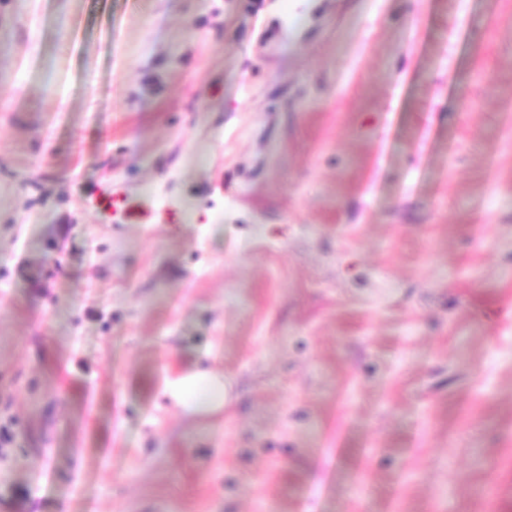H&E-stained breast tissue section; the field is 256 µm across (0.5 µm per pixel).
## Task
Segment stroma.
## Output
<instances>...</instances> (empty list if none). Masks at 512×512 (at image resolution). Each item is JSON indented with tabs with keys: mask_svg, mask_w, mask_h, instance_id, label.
<instances>
[{
	"mask_svg": "<svg viewBox=\"0 0 512 512\" xmlns=\"http://www.w3.org/2000/svg\"><path fill=\"white\" fill-rule=\"evenodd\" d=\"M0 512H512V0H0ZM89 206L104 221L118 224L180 223V215L173 210L150 213L143 210L120 186L108 184L100 188L89 201ZM200 388L204 389L207 401L197 403L199 398L195 393ZM170 394L176 402L196 412L218 411L227 402V381L208 369H196L175 381L170 387Z\"/></svg>",
	"mask_w": 512,
	"mask_h": 512,
	"instance_id": "obj_1",
	"label": "stroma"
}]
</instances>
